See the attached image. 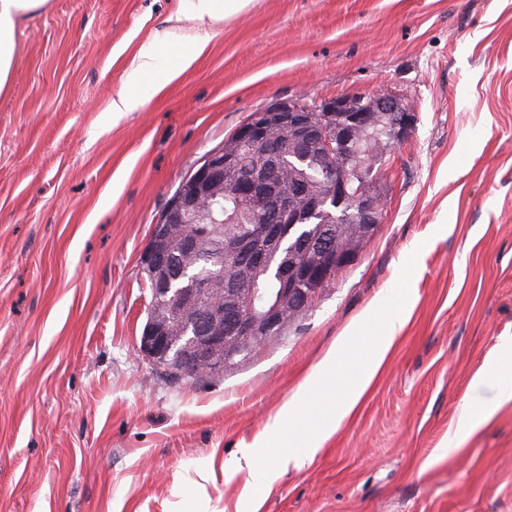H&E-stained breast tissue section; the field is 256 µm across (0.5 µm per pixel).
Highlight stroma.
Listing matches in <instances>:
<instances>
[{
  "mask_svg": "<svg viewBox=\"0 0 512 512\" xmlns=\"http://www.w3.org/2000/svg\"><path fill=\"white\" fill-rule=\"evenodd\" d=\"M51 0L0 96V512H512V399L477 373L512 338V0ZM204 53L108 106L157 34ZM388 90L416 112L378 233L279 337L214 381L140 351L141 257L204 156L276 100ZM415 297L351 414L301 467L241 450L408 258ZM496 406L466 441L462 405ZM251 3L253 0H180L179 12L205 24L240 14Z\"/></svg>",
  "mask_w": 512,
  "mask_h": 512,
  "instance_id": "35a3bbf8",
  "label": "stroma"
}]
</instances>
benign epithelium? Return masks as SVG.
<instances>
[{
  "instance_id": "1",
  "label": "benign epithelium",
  "mask_w": 512,
  "mask_h": 512,
  "mask_svg": "<svg viewBox=\"0 0 512 512\" xmlns=\"http://www.w3.org/2000/svg\"><path fill=\"white\" fill-rule=\"evenodd\" d=\"M417 115L398 95L388 91L370 94H345L319 101L297 98L275 101L256 111L224 146L209 152L200 166L183 181L163 212L147 245L141 263L159 282L153 300L166 294L186 312L193 325L189 336L175 334L169 322L158 314L145 324L140 349L158 366L173 376L184 378L197 370L211 368L220 372L247 360L253 348L281 332L288 312L306 311L324 291L332 275L354 263L362 245L373 238L381 223L384 204L382 173L371 179L358 175L354 162L362 156L358 132H376L380 124L389 129L390 142L398 144L409 135ZM292 142L299 151L318 149L325 156L336 157L341 164L327 185L328 196L347 202L357 219L351 234L339 246H322L314 239L305 243L306 259L298 266L283 262L277 269L280 284L276 302L252 306L251 289L246 281L235 277L224 280L217 273L201 283V290L224 287L222 306L201 307L191 297L193 289L180 292L169 287L182 271L170 256L171 246L166 231L171 224H187L179 247L188 253L208 251L211 234L207 217L201 213L208 203L224 199V178L231 179L233 192L273 210L288 223L297 224L302 216L315 212L319 204L304 202L293 207V199L301 190L283 192L269 183L265 174L245 173L246 157L263 143ZM279 228L266 224L260 234L249 238H230L218 252L251 270L263 267L279 243Z\"/></svg>"
}]
</instances>
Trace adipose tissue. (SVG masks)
<instances>
[{"instance_id": "obj_1", "label": "adipose tissue", "mask_w": 512, "mask_h": 512, "mask_svg": "<svg viewBox=\"0 0 512 512\" xmlns=\"http://www.w3.org/2000/svg\"><path fill=\"white\" fill-rule=\"evenodd\" d=\"M252 0H180V13L206 23L240 14ZM50 0H0V94L10 89L11 72L16 62L17 35L23 19L45 11ZM205 40L179 45L174 34L157 37L142 50L132 64L125 88L113 98L111 109L130 111L143 91H161L180 69L203 53Z\"/></svg>"}]
</instances>
